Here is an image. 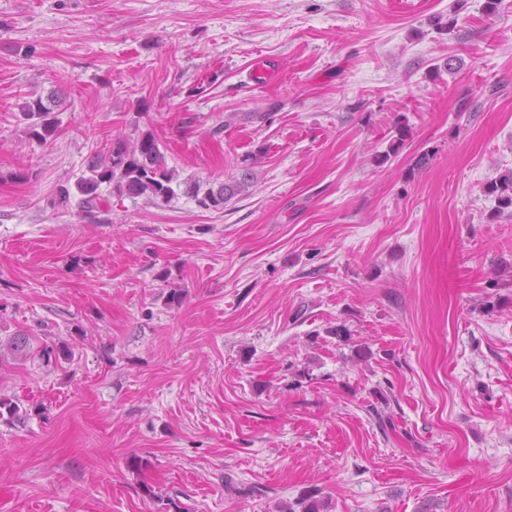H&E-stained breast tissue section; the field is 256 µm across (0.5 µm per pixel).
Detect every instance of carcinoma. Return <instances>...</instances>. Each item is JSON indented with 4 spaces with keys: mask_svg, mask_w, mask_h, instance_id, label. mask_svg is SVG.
I'll return each instance as SVG.
<instances>
[{
    "mask_svg": "<svg viewBox=\"0 0 512 512\" xmlns=\"http://www.w3.org/2000/svg\"><path fill=\"white\" fill-rule=\"evenodd\" d=\"M57 106L54 95L44 98L35 91L19 105L29 138L44 142L57 132ZM87 172L88 175L76 183L80 195L77 207L85 216L94 217L108 205V199L100 193L103 184L111 186L112 191L121 196H144L157 204H168L176 197L175 173L168 169L159 141L150 133L116 138L108 150L93 154ZM256 180V172L247 168L240 177L217 186L208 181H192L185 193L201 208L221 209L226 202L248 191ZM486 193L495 198L498 210L512 208V169L505 170L492 181ZM7 349L13 355H27L29 337L22 332L16 333L8 339ZM30 415L31 408L9 397H0L1 420L12 425L23 424ZM283 509L285 512H322L321 503L312 495L301 497Z\"/></svg>",
    "mask_w": 512,
    "mask_h": 512,
    "instance_id": "cac0c4a2",
    "label": "carcinoma"
}]
</instances>
